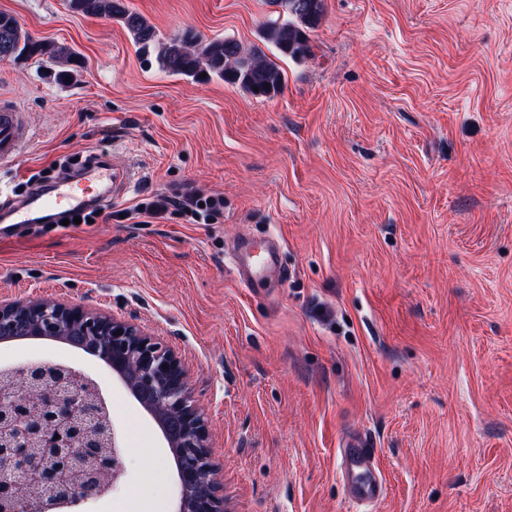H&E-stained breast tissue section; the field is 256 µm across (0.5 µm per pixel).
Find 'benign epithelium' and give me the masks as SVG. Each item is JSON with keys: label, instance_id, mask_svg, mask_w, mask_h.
Here are the masks:
<instances>
[{"label": "benign epithelium", "instance_id": "1", "mask_svg": "<svg viewBox=\"0 0 512 512\" xmlns=\"http://www.w3.org/2000/svg\"><path fill=\"white\" fill-rule=\"evenodd\" d=\"M74 343L112 368L160 426L177 460L176 512H233L211 433L179 354L139 326L78 302H0V341ZM118 434L99 384L80 370L30 361L0 370V512H60L108 492Z\"/></svg>", "mask_w": 512, "mask_h": 512}]
</instances>
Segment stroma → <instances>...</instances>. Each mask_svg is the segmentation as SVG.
<instances>
[{
    "label": "stroma",
    "mask_w": 512,
    "mask_h": 512,
    "mask_svg": "<svg viewBox=\"0 0 512 512\" xmlns=\"http://www.w3.org/2000/svg\"><path fill=\"white\" fill-rule=\"evenodd\" d=\"M165 36L260 41L265 0H126ZM79 59H0V99L31 139L0 160V201L97 156L130 167L95 224H18L0 300L101 308L175 348L212 431L233 512H357L337 445L365 434L385 499L372 512H512V0H325L313 54L255 98L145 62L116 21L64 0H0ZM188 187L215 224L124 214ZM246 236L280 245L286 280L241 283ZM65 362L112 407L121 471L66 512H175L163 434L98 358L0 342V366Z\"/></svg>",
    "instance_id": "obj_1"
}]
</instances>
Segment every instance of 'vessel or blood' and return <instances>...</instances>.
I'll return each instance as SVG.
<instances>
[{
	"label": "vessel or blood",
	"instance_id": "1",
	"mask_svg": "<svg viewBox=\"0 0 512 512\" xmlns=\"http://www.w3.org/2000/svg\"><path fill=\"white\" fill-rule=\"evenodd\" d=\"M29 140V130L21 114L9 106H0V159L16 157ZM132 179L133 172L128 168L108 170L91 166L85 169L79 185L59 182L51 191L34 194L21 207L8 212L6 220L12 224H32L37 218L62 208L75 211L90 201L123 195ZM234 263L239 279L247 287L255 288L276 270L277 255L267 243L249 242L235 255ZM338 454L349 498L366 506L383 500L387 487L376 464L372 439L366 435L347 438L340 443Z\"/></svg>",
	"mask_w": 512,
	"mask_h": 512
}]
</instances>
